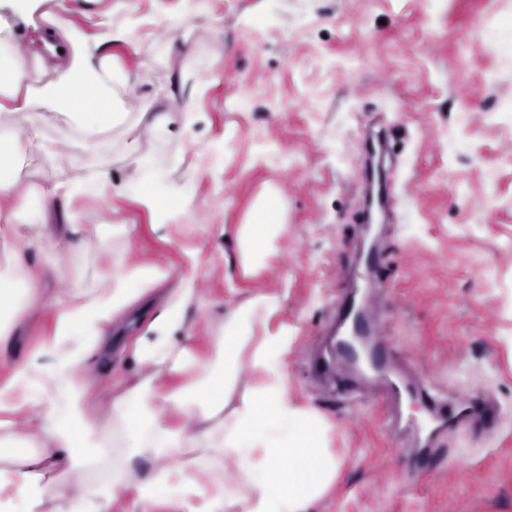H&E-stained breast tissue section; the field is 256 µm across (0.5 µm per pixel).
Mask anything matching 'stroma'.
Returning <instances> with one entry per match:
<instances>
[{"label":"stroma","instance_id":"35a3bbf8","mask_svg":"<svg viewBox=\"0 0 512 512\" xmlns=\"http://www.w3.org/2000/svg\"><path fill=\"white\" fill-rule=\"evenodd\" d=\"M183 13L184 29L161 21ZM56 21L92 43L110 25L131 29L130 41L107 49L127 78L130 117L105 135L115 193L76 198L71 220L52 210L35 230L55 264L39 296L19 299L0 365L35 351L52 327L53 297L94 287L118 258L169 270L118 315L110 350L88 362L87 410L106 420L122 387L151 372L132 343L181 276L195 275L199 302L183 333L198 357L230 311L275 294L279 310L255 333L290 336L280 356L288 395L329 425L339 462L310 512H512V0H0V28L45 84L67 66L41 40ZM201 74L209 87L198 95ZM190 112L198 120L186 134ZM159 114L177 133L161 151L148 133ZM377 132L394 150L399 200L395 220L379 226L384 281L371 290L384 337L407 379L428 377L452 402L496 400L493 426L418 439L403 414L311 372L308 353L322 344L335 300L362 277L358 143ZM133 139L171 189L195 187L166 232L138 201ZM82 175L38 149L12 171L20 190ZM269 192L280 202L279 234L254 259L241 232ZM417 447L433 465L413 476L399 457Z\"/></svg>","mask_w":512,"mask_h":512}]
</instances>
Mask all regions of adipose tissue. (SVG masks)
<instances>
[{"mask_svg": "<svg viewBox=\"0 0 512 512\" xmlns=\"http://www.w3.org/2000/svg\"><path fill=\"white\" fill-rule=\"evenodd\" d=\"M61 50L68 68L44 87L35 86L25 64L3 51L8 30L0 31V123L22 122L13 139L0 145V208L10 222L0 227V337L8 332L20 294L37 295L43 267L29 261L30 240L13 223L25 216L44 223L59 199L85 189L107 192L110 171L96 158L106 132L125 122L124 81L118 80L100 45H89L82 34L64 29ZM58 110L78 141L61 139L54 155L61 165H81L79 183L51 193H16L11 169L16 157L41 139L36 108ZM128 155L142 186L139 203L159 213L163 223L176 222L188 210L190 196H160L167 173L131 140ZM153 264L116 261L98 287L79 290L74 298L52 301L54 324L34 353L0 370V512H44L47 497L63 503L61 512H152L168 497L179 512H305L336 477L337 461L327 446L328 431L288 398L278 353L287 337L266 335L253 340L256 325L266 323L280 307L279 297L261 295L225 320L212 340L205 361L180 347L176 334L195 299L193 278L179 282L175 301L153 318L136 345L137 359L155 372L125 388L112 401V421L105 424L85 410L90 352L149 287L167 279ZM260 373L252 394L233 409L225 395L238 381L242 366ZM191 372L187 382L161 389L167 373ZM215 418L214 426L187 431L186 424ZM24 427L27 445L12 435ZM112 452V484L100 492L69 484L65 473L93 466L102 451ZM202 457H223L224 476L201 482L187 460L189 450ZM146 462L149 470L136 488H129L131 467ZM135 497H128V490Z\"/></svg>", "mask_w": 512, "mask_h": 512, "instance_id": "1", "label": "adipose tissue"}]
</instances>
